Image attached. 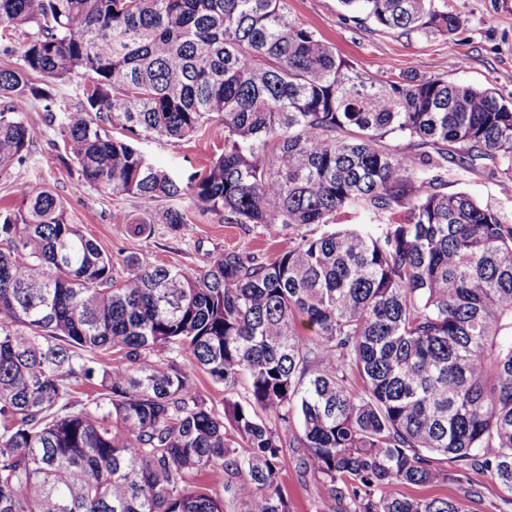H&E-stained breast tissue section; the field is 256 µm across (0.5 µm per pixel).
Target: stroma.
<instances>
[{"label":"stroma","instance_id":"1","mask_svg":"<svg viewBox=\"0 0 512 512\" xmlns=\"http://www.w3.org/2000/svg\"><path fill=\"white\" fill-rule=\"evenodd\" d=\"M460 20L450 35L392 33L345 10L339 0H289L293 18L333 45L337 52L374 78L392 80L411 73L429 78L472 85L493 92L500 100L512 102V0H438ZM28 119L37 132L33 156L26 167L0 177V204L15 202L14 187L52 189L65 203L73 223L81 225L89 237L112 258L113 271L125 275L126 259L137 255L147 262L169 268L200 269L211 256L225 249H241L273 258L274 241L263 237L250 224H228L223 216L204 213L189 201H179L186 214L180 231L155 223L150 236L134 238L112 215L122 210L139 217L137 199L115 197L85 187L77 188V171L57 157L53 146L59 138L40 104H31ZM135 146L153 162L174 176L185 179L202 172L206 164L224 151V127L210 123L184 140L138 137ZM443 192H465L506 217H512V190L491 178L486 168L463 171L449 165L441 183ZM282 486L293 512H316L319 491L314 482H301L296 457L288 455L282 473Z\"/></svg>","mask_w":512,"mask_h":512}]
</instances>
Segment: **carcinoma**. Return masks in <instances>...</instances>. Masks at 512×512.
Here are the masks:
<instances>
[{
	"label": "carcinoma",
	"instance_id": "1",
	"mask_svg": "<svg viewBox=\"0 0 512 512\" xmlns=\"http://www.w3.org/2000/svg\"><path fill=\"white\" fill-rule=\"evenodd\" d=\"M341 3L386 30L460 24L436 0ZM17 32L0 176L30 159L26 106L43 101L77 188L145 210L189 198L280 248L202 269L132 255L118 278L59 196L17 185L0 207V512H292L290 449L319 512H465L406 489L455 482L473 502L476 474L512 512V219L438 178L451 158L512 183V102L378 81L288 0H0V39ZM80 74L71 111L56 88ZM211 121L224 153L185 183L112 135L182 140ZM392 134L431 151L391 149ZM159 219L186 223L175 207ZM187 358L244 399L215 409Z\"/></svg>",
	"mask_w": 512,
	"mask_h": 512
}]
</instances>
